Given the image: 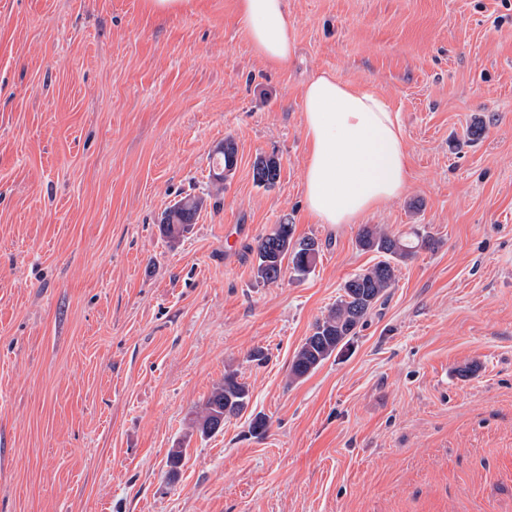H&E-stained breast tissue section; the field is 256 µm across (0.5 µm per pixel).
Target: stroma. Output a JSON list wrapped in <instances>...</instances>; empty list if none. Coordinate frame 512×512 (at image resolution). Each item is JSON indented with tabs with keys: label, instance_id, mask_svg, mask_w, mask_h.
<instances>
[{
	"label": "stroma",
	"instance_id": "35a3bbf8",
	"mask_svg": "<svg viewBox=\"0 0 512 512\" xmlns=\"http://www.w3.org/2000/svg\"><path fill=\"white\" fill-rule=\"evenodd\" d=\"M287 8L279 68L238 0H0V512H512V0ZM319 70L402 120L408 189L359 225L305 205ZM261 156L280 162L268 189ZM188 195L202 207L169 242L161 215ZM283 222L317 240L316 267L258 281L257 242ZM364 224L436 245L399 263L346 350L291 379L378 260ZM231 371L249 403L200 436ZM236 146L232 139H225L224 144L220 145L216 152L213 161L212 178L218 185L224 184V179L231 173L236 166ZM229 168L227 174L225 170ZM280 172V162L273 156L258 158L253 166V178L258 185H273Z\"/></svg>",
	"mask_w": 512,
	"mask_h": 512
}]
</instances>
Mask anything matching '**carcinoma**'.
<instances>
[{
    "mask_svg": "<svg viewBox=\"0 0 512 512\" xmlns=\"http://www.w3.org/2000/svg\"><path fill=\"white\" fill-rule=\"evenodd\" d=\"M236 146L232 139L224 140L213 161L212 178L222 185L226 169L236 166ZM280 162L273 156L257 159L253 166L254 181L262 186L272 185L279 177ZM201 201L186 196L164 212L160 229L171 241H176L193 223ZM357 245L365 251H373L381 260L350 277L343 285V294L320 321L312 335L304 339L290 367V375L297 380L317 369L332 354L345 347L356 336L369 311L393 287L396 281V264L404 261L422 247L430 246V240L419 233L413 236H397L377 226L364 227L357 236ZM319 245L312 239L293 241L292 225L277 224L262 236L257 246L258 263L256 278L275 283L279 280L283 261L292 265L298 275H306L315 267ZM249 400V387L238 379L235 372L224 375V381L210 392L195 419V426L203 434L216 431L215 424L224 418L238 415Z\"/></svg>",
    "mask_w": 512,
    "mask_h": 512,
    "instance_id": "carcinoma-1",
    "label": "carcinoma"
}]
</instances>
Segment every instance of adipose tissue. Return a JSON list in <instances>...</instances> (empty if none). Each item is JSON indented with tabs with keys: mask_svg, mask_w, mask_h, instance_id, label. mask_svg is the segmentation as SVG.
I'll return each instance as SVG.
<instances>
[{
	"mask_svg": "<svg viewBox=\"0 0 512 512\" xmlns=\"http://www.w3.org/2000/svg\"><path fill=\"white\" fill-rule=\"evenodd\" d=\"M238 7L255 50L273 65L287 66L293 45L286 0H239ZM302 100L304 196L318 223L353 224L405 194L402 121L383 96L320 71L305 85Z\"/></svg>",
	"mask_w": 512,
	"mask_h": 512,
	"instance_id": "1",
	"label": "adipose tissue"
}]
</instances>
